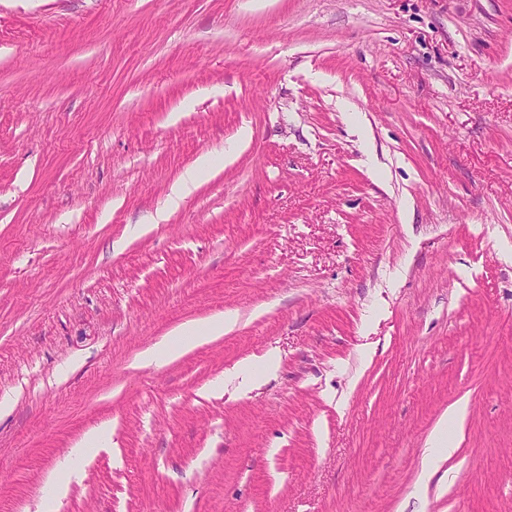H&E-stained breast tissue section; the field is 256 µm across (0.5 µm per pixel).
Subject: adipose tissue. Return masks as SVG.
I'll return each instance as SVG.
<instances>
[{
    "label": "adipose tissue",
    "instance_id": "1",
    "mask_svg": "<svg viewBox=\"0 0 512 512\" xmlns=\"http://www.w3.org/2000/svg\"><path fill=\"white\" fill-rule=\"evenodd\" d=\"M236 323L234 315H219L202 323H188L174 330L166 339L147 351L141 358L149 366L169 362L189 350L230 331ZM466 405H459L448 413L446 422L440 423L429 440V451L423 460V479H430L437 470L440 459L450 457L456 449L455 436L449 433V425L460 424L466 417Z\"/></svg>",
    "mask_w": 512,
    "mask_h": 512
}]
</instances>
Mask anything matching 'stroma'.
Listing matches in <instances>:
<instances>
[{
	"instance_id": "35a3bbf8",
	"label": "stroma",
	"mask_w": 512,
	"mask_h": 512,
	"mask_svg": "<svg viewBox=\"0 0 512 512\" xmlns=\"http://www.w3.org/2000/svg\"><path fill=\"white\" fill-rule=\"evenodd\" d=\"M4 398L0 512H512V0H0ZM211 169V162L206 156L201 157L190 166L181 178L173 184L168 194V207L175 209L179 203L190 195L204 175ZM233 314L219 315L202 323H187L147 351L141 358L144 366L173 361L198 345L223 336L236 324ZM467 404H461L448 412L429 440V452L423 460L422 480H429L437 470L441 458L450 457L456 450L454 433L448 432V420L458 426L466 417Z\"/></svg>"
}]
</instances>
